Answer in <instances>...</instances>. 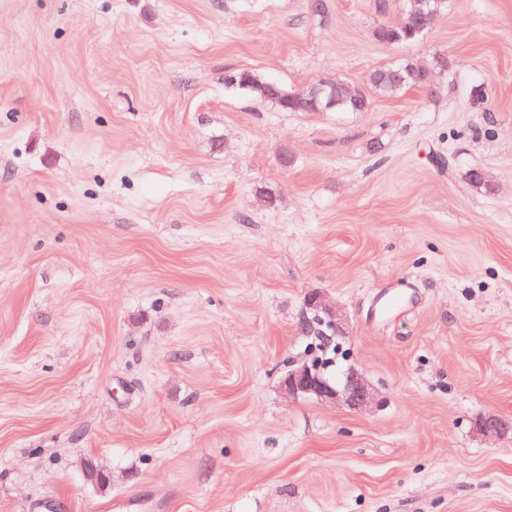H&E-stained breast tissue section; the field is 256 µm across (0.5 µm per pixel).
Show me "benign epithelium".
Here are the masks:
<instances>
[{
	"label": "benign epithelium",
	"mask_w": 512,
	"mask_h": 512,
	"mask_svg": "<svg viewBox=\"0 0 512 512\" xmlns=\"http://www.w3.org/2000/svg\"><path fill=\"white\" fill-rule=\"evenodd\" d=\"M307 307L327 326L331 334L345 335V315L327 303L321 294H310ZM282 388L291 399L312 398L325 403H338L354 411H368L377 405L375 391L352 367L332 378L320 363L304 362L288 370L282 380ZM473 431L485 438H502L512 432V423L497 414L489 413L473 422Z\"/></svg>",
	"instance_id": "obj_1"
}]
</instances>
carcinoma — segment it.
<instances>
[{
  "mask_svg": "<svg viewBox=\"0 0 512 512\" xmlns=\"http://www.w3.org/2000/svg\"><path fill=\"white\" fill-rule=\"evenodd\" d=\"M413 4L404 7L403 16L398 24L384 25L375 32L377 39L391 44H409L420 39L414 21L408 17ZM234 86L245 91L253 99L260 102H272L287 112H363L370 105L367 90L373 94L395 95L414 87L429 85L428 73L411 62L394 67L387 66L373 70L369 77V89L351 85L343 81H327L324 90L316 85L302 93H290L281 84L262 79L248 70H240L232 74Z\"/></svg>",
  "mask_w": 512,
  "mask_h": 512,
  "instance_id": "obj_1",
  "label": "carcinoma"
}]
</instances>
